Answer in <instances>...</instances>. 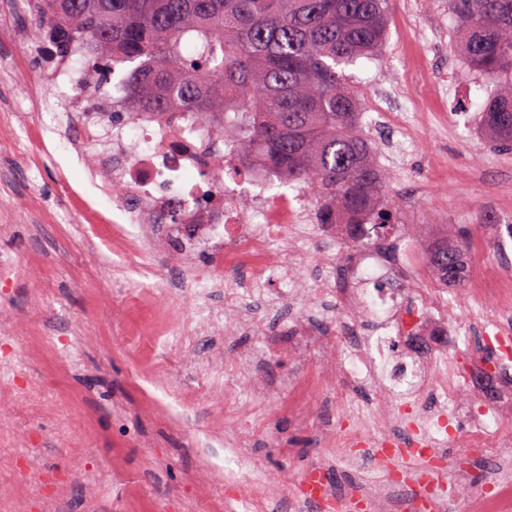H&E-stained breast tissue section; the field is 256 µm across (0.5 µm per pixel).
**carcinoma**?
I'll list each match as a JSON object with an SVG mask.
<instances>
[{"label": "carcinoma", "mask_w": 512, "mask_h": 512, "mask_svg": "<svg viewBox=\"0 0 512 512\" xmlns=\"http://www.w3.org/2000/svg\"><path fill=\"white\" fill-rule=\"evenodd\" d=\"M460 51L494 91L476 134L512 149V0H454ZM33 32L53 44L84 42L83 75L119 87L129 112L177 106L218 128L226 166L273 169L306 183L319 224L348 225L367 245L392 224L389 173L375 160L360 97L337 67L371 56L387 28L386 0H35ZM459 225L421 240L431 275L462 287L470 270Z\"/></svg>", "instance_id": "cac0c4a2"}]
</instances>
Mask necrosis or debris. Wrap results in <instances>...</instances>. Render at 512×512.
Instances as JSON below:
<instances>
[{"label": "necrosis or debris", "instance_id": "necrosis-or-debris-1", "mask_svg": "<svg viewBox=\"0 0 512 512\" xmlns=\"http://www.w3.org/2000/svg\"><path fill=\"white\" fill-rule=\"evenodd\" d=\"M79 53V46H71L69 55L58 58L41 80L69 87V109L87 147L104 138L111 141V151L100 159L120 188L112 197V221L119 224L130 254L148 245L162 250L174 241L183 255L206 251L215 256V270L184 268L189 287L177 293L197 306L200 330L219 319L205 306L208 293L219 285L224 288L223 313L235 319L259 295L272 306L293 302L300 254L292 249L273 256L272 244L312 223L308 188L295 186L272 195L269 186L279 182L274 171L241 175L223 170L229 147L211 123L189 120L178 111L166 117L130 112L111 92L102 95L99 105H91L83 76L71 66ZM376 100L374 124L379 128L402 127L423 110L419 99L404 96L399 87L378 91ZM412 249L406 235L384 249H357L341 278L335 254L322 253L321 272L309 288L317 307L297 313L291 326L281 329L291 337L289 352L322 361L318 375L280 381L295 427L313 426L301 400L323 387L331 405L347 418L344 427L321 431L326 443L341 449V456L325 460L305 476L315 486L321 512H335L341 492L330 475L341 467L360 474L343 493L363 501L372 512H412L419 499L446 512L448 498L433 455L457 440L475 460L500 441L512 444V416L501 407L512 396V270L494 269L477 287L452 296L444 288L423 287L430 269L423 257L407 263L405 255ZM484 296L493 299L494 316L449 321V301L465 307ZM328 309L336 318L325 330L321 323ZM475 329L492 331L496 338L500 361L495 371H487L481 360L462 371L448 359L449 350ZM277 353L267 345L258 354L225 358L224 386L215 398L238 403L247 368L258 357ZM369 387L378 388L379 396L356 404L358 393ZM460 419L466 420L465 428H456ZM407 436L423 448L422 468L399 477L383 464L375 475L363 474L365 460L377 449L399 447ZM490 482L494 493L476 500L474 512H512L511 455L497 457Z\"/></svg>", "mask_w": 512, "mask_h": 512}]
</instances>
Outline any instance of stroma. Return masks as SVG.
I'll return each mask as SVG.
<instances>
[{"instance_id": "35a3bbf8", "label": "stroma", "mask_w": 512, "mask_h": 512, "mask_svg": "<svg viewBox=\"0 0 512 512\" xmlns=\"http://www.w3.org/2000/svg\"><path fill=\"white\" fill-rule=\"evenodd\" d=\"M31 5L0 0V210L14 226L0 254L25 266L26 278L0 288V309L15 335L0 336V368L18 383L44 384L40 404L0 399V430L10 443L0 456V512H128L124 489L140 490L137 512H250L267 478L284 477L299 491L303 474L328 456L312 430L295 429L282 400L221 405L210 394L206 362L223 355L211 336L196 339L197 360L180 361L165 347L134 352L139 329L169 308L180 279L170 256L128 257L112 237V194L96 158L69 128L68 90L40 86L44 68L31 41ZM388 38L371 57L346 66L363 106L379 84L401 79L424 30L441 42L409 91L450 79L457 93L447 122L417 118L415 149L404 170H391L388 197L397 232L417 225L428 235L447 224L466 226L472 269L512 259V246L487 244L478 214L512 224V150L494 148L474 132V116L491 87L454 47L448 0H389ZM78 342L73 367L51 380V351ZM122 461L113 474L112 460Z\"/></svg>"}]
</instances>
